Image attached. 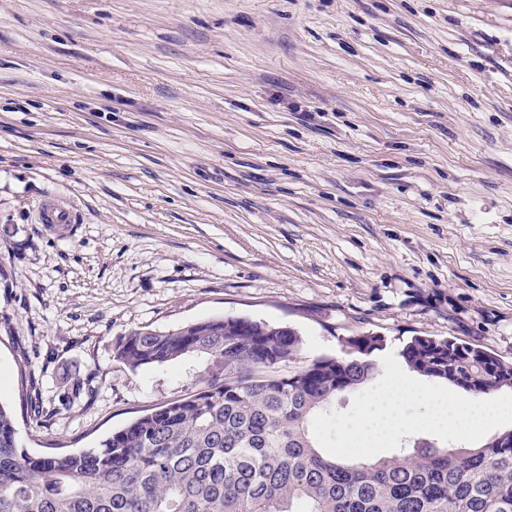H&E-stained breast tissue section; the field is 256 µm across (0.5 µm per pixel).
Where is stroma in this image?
Segmentation results:
<instances>
[{"mask_svg": "<svg viewBox=\"0 0 512 512\" xmlns=\"http://www.w3.org/2000/svg\"><path fill=\"white\" fill-rule=\"evenodd\" d=\"M53 201L70 232L37 221ZM512 361V0H0V403L33 454L195 393L131 330ZM89 391L71 399L67 371ZM37 388L43 414L30 417Z\"/></svg>", "mask_w": 512, "mask_h": 512, "instance_id": "obj_1", "label": "stroma"}]
</instances>
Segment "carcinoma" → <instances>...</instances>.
<instances>
[{
	"mask_svg": "<svg viewBox=\"0 0 512 512\" xmlns=\"http://www.w3.org/2000/svg\"><path fill=\"white\" fill-rule=\"evenodd\" d=\"M347 356L286 375L295 331L217 317L173 330L131 331L115 358L137 369L184 356L209 360L194 394L152 408L96 448L34 455L0 403V512H512V430L498 447L416 438L389 457L326 452L312 420L378 375L372 334ZM422 377L476 395L512 388V366L446 338L414 336L400 350Z\"/></svg>",
	"mask_w": 512,
	"mask_h": 512,
	"instance_id": "obj_1",
	"label": "carcinoma"
}]
</instances>
